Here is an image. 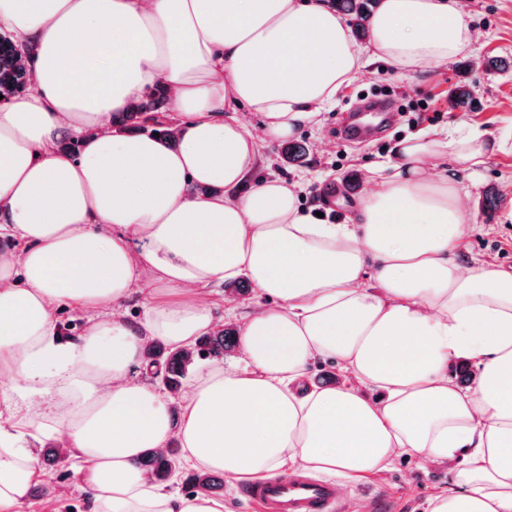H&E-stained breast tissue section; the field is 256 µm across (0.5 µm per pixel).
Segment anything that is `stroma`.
<instances>
[{"mask_svg":"<svg viewBox=\"0 0 512 512\" xmlns=\"http://www.w3.org/2000/svg\"><path fill=\"white\" fill-rule=\"evenodd\" d=\"M466 9L479 34L471 54L472 71L461 60L438 69L409 73L374 63L363 75L343 87L333 105L320 115L315 128H302L294 142L304 144L306 161L287 165L282 143L268 144L256 176L298 179L304 185L301 203L321 212L325 221L338 222L354 208L366 191L364 167L388 159L389 150L421 129L455 134L468 127L491 136L512 134V0H468ZM467 80L472 102L467 110L450 109L448 93L459 80ZM392 95L401 103L400 121L366 143H349L337 137L344 112L353 110L365 93ZM467 186L466 206L472 216L471 231L462 261H481L512 268V148L490 157L478 173H458ZM496 187L500 203L495 210L482 206L487 187ZM452 485L446 466L424 465L411 455L395 458L383 473L347 485L346 502L362 503L373 496L392 500V512H428V502ZM89 497L77 472L76 457L44 472L33 485L18 512H88Z\"/></svg>","mask_w":512,"mask_h":512,"instance_id":"35a3bbf8","label":"stroma"}]
</instances>
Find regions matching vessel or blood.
<instances>
[{"mask_svg":"<svg viewBox=\"0 0 512 512\" xmlns=\"http://www.w3.org/2000/svg\"><path fill=\"white\" fill-rule=\"evenodd\" d=\"M387 120V105L369 101L342 120L340 129L348 139L359 140L372 136ZM242 494L259 512H341L344 502L339 484L300 471L285 479L269 477L250 483Z\"/></svg>","mask_w":512,"mask_h":512,"instance_id":"obj_1","label":"vessel or blood"}]
</instances>
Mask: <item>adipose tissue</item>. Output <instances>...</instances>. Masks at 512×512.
Listing matches in <instances>:
<instances>
[{"mask_svg": "<svg viewBox=\"0 0 512 512\" xmlns=\"http://www.w3.org/2000/svg\"><path fill=\"white\" fill-rule=\"evenodd\" d=\"M0 27L35 72L0 104V232L23 243L0 252V512L38 480L35 431L76 448L89 512H224L139 467L173 440L229 482L287 464L353 481L403 454L443 460L454 488L429 512H512V272L454 258L470 223L454 174L504 140L402 139L336 224L315 222L298 184L275 176L237 193L269 142L317 126L369 64L411 71L471 53L462 0H381L362 47L327 0H0ZM159 83L174 150L112 127ZM66 135L83 138L80 156L58 150ZM192 183L223 191L197 199ZM239 277L269 306L241 323V366L201 374L173 420L132 375L143 344H193L216 320L209 287ZM140 293L133 325L116 309ZM63 307L88 315L66 341ZM457 358L478 370L470 389L448 377ZM318 360L346 383L316 386Z\"/></svg>", "mask_w": 512, "mask_h": 512, "instance_id": "adipose-tissue-1", "label": "adipose tissue"}]
</instances>
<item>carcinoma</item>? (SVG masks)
<instances>
[{
    "label": "carcinoma",
    "instance_id": "1",
    "mask_svg": "<svg viewBox=\"0 0 512 512\" xmlns=\"http://www.w3.org/2000/svg\"><path fill=\"white\" fill-rule=\"evenodd\" d=\"M336 12L349 18L357 36L365 37L377 0H333ZM23 48L11 35L0 31V95L3 99L24 93L34 82L31 67L22 62ZM471 96L470 86L462 82L448 94V104L453 108L464 107ZM169 104V93L164 87L147 91L126 111L115 114V125L127 134H137L146 130L159 133V137L171 136L162 123L146 126L149 115L163 112ZM237 334L227 327L202 337L189 350H173L163 344L153 342L144 349V359L148 366L155 368L154 374L161 376L162 384L171 393L179 391L184 379L201 357H219L236 346ZM140 465L149 471L159 484L166 482L178 466L177 449L171 447L165 453L148 452L140 460ZM187 483L212 495L224 492V482L213 473L190 474Z\"/></svg>",
    "mask_w": 512,
    "mask_h": 512
}]
</instances>
